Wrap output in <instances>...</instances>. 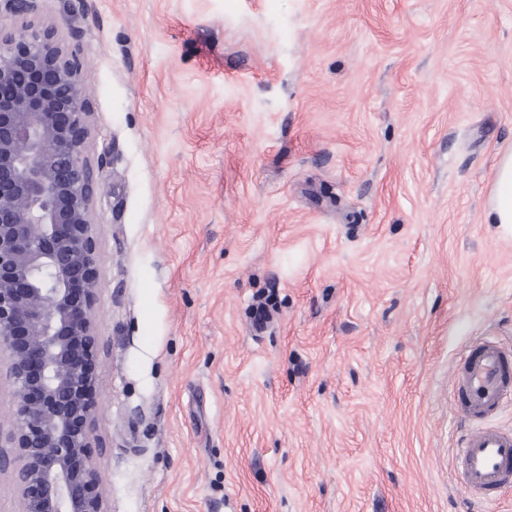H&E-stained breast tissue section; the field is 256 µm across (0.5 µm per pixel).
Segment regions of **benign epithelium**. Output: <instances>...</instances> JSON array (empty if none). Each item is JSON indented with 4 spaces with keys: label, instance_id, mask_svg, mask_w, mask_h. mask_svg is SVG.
<instances>
[{
    "label": "benign epithelium",
    "instance_id": "obj_1",
    "mask_svg": "<svg viewBox=\"0 0 512 512\" xmlns=\"http://www.w3.org/2000/svg\"><path fill=\"white\" fill-rule=\"evenodd\" d=\"M80 69L52 30L0 35V354L14 401L0 474L21 512H105L91 458L100 185Z\"/></svg>",
    "mask_w": 512,
    "mask_h": 512
}]
</instances>
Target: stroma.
<instances>
[{"instance_id": "obj_1", "label": "stroma", "mask_w": 512, "mask_h": 512, "mask_svg": "<svg viewBox=\"0 0 512 512\" xmlns=\"http://www.w3.org/2000/svg\"><path fill=\"white\" fill-rule=\"evenodd\" d=\"M90 90L106 512H481L452 374L512 346V0H34ZM273 292L263 331L249 317ZM485 216L487 223L497 224L502 234L512 236V149L496 161Z\"/></svg>"}]
</instances>
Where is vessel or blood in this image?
<instances>
[{
    "mask_svg": "<svg viewBox=\"0 0 512 512\" xmlns=\"http://www.w3.org/2000/svg\"><path fill=\"white\" fill-rule=\"evenodd\" d=\"M455 405L473 428L459 444L455 481L490 505L512 486V428L497 425L512 409V352L484 336L466 347L454 371Z\"/></svg>",
    "mask_w": 512,
    "mask_h": 512,
    "instance_id": "1",
    "label": "vessel or blood"
}]
</instances>
